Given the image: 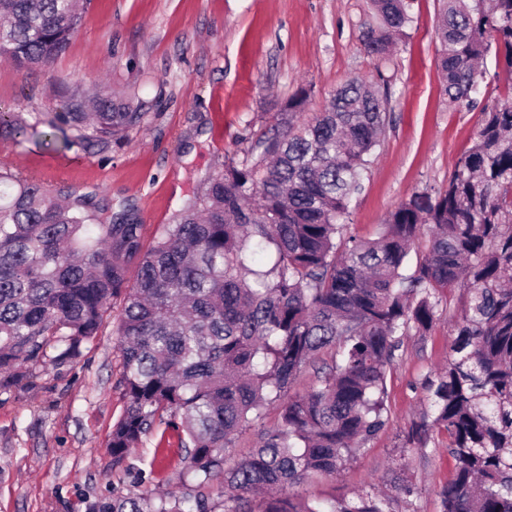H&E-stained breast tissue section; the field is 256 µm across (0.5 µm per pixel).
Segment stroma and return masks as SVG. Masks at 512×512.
<instances>
[{"label":"stroma","mask_w":512,"mask_h":512,"mask_svg":"<svg viewBox=\"0 0 512 512\" xmlns=\"http://www.w3.org/2000/svg\"><path fill=\"white\" fill-rule=\"evenodd\" d=\"M438 0H414L413 22L387 55L365 51L367 0H92L69 45L49 62H0V111L20 115L26 136H0V168L51 190L132 206L151 246L192 187L240 160L252 138L275 124L282 105L307 89V113L322 111L348 80L385 79L389 116L345 235L376 238L388 214L425 187L441 188L472 144L482 106L512 82L486 79L476 105L443 93L435 27ZM137 94L142 120L109 145L42 146L44 121L65 94ZM466 289L437 297L426 335L403 339L386 373L388 422L337 474L298 487L308 499L384 491L393 512H440L438 492L454 462L448 434L424 448L407 441L428 411L427 382L448 361V330ZM120 358L111 328L84 344L73 363L46 364L29 382L0 392V512H97L113 489L181 492L177 454H155V439L114 465L109 441L124 409ZM412 485L413 495L394 488Z\"/></svg>","instance_id":"1"}]
</instances>
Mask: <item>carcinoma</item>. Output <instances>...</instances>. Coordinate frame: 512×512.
I'll list each match as a JSON object with an SVG mask.
<instances>
[{"label": "carcinoma", "instance_id": "obj_1", "mask_svg": "<svg viewBox=\"0 0 512 512\" xmlns=\"http://www.w3.org/2000/svg\"><path fill=\"white\" fill-rule=\"evenodd\" d=\"M413 0H369L367 52L387 54L412 22ZM79 0H0V61L20 68L62 53L81 25ZM438 66L452 103H475L495 51L512 78V0H441ZM298 91L243 158L193 188L173 223L143 250L128 209L105 221L84 197L58 201L40 183L0 171V390L52 362L77 358L111 317L125 406L110 448L120 465L156 433L177 439L181 495L116 491L99 512H390L391 496L358 492L323 502L290 496L313 472L342 469L386 424V370L401 338L435 323L436 294L467 288L450 327L448 365L428 386L433 414L408 440L448 432L454 474L442 512H512V90L482 110L472 145L443 189L412 192L374 239L344 237L385 130L379 85L354 78L325 111L299 114ZM130 104L73 93L41 133L67 148L66 130L107 145L140 122ZM0 129L27 134L0 113ZM427 253L403 273L423 230ZM137 276L130 280V269ZM327 355L307 393L299 373ZM257 448L226 449L271 407ZM164 431H159V428Z\"/></svg>", "mask_w": 512, "mask_h": 512}]
</instances>
